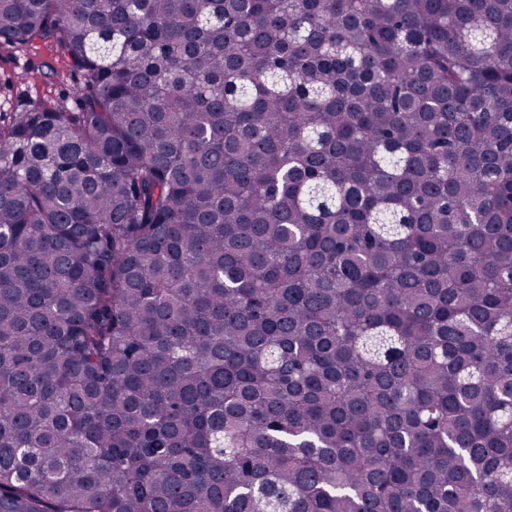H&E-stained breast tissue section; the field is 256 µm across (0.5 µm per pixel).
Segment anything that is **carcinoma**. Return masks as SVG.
Instances as JSON below:
<instances>
[{
  "instance_id": "carcinoma-1",
  "label": "carcinoma",
  "mask_w": 512,
  "mask_h": 512,
  "mask_svg": "<svg viewBox=\"0 0 512 512\" xmlns=\"http://www.w3.org/2000/svg\"><path fill=\"white\" fill-rule=\"evenodd\" d=\"M0 512H512V0H0ZM51 42L26 48H0V112H10L32 98H66L78 110V74L66 71Z\"/></svg>"
}]
</instances>
